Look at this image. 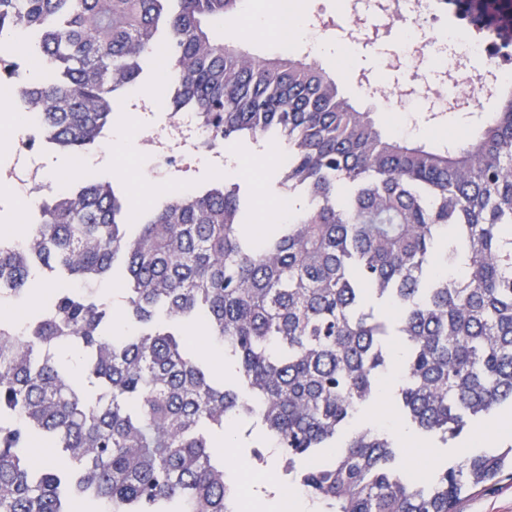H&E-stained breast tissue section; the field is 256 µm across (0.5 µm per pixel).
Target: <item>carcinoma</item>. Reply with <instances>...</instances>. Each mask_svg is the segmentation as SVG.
Returning <instances> with one entry per match:
<instances>
[{"mask_svg":"<svg viewBox=\"0 0 512 512\" xmlns=\"http://www.w3.org/2000/svg\"><path fill=\"white\" fill-rule=\"evenodd\" d=\"M242 0H0V81L69 155L103 133L157 49L178 107L226 144L279 137L280 196L262 234L241 181L177 193L131 217L108 181L73 180L17 246L0 240V512H241L212 448L230 422L261 428L284 479L318 512H458L508 469L512 447L421 480L398 444L349 421L401 348V417L443 441L512 404V97L447 147L377 127L329 72L213 35ZM120 277L123 320L95 283ZM79 281L80 288H60ZM200 323L224 353L185 339ZM84 361L71 382L57 357ZM34 438L69 467L33 466Z\"/></svg>","mask_w":512,"mask_h":512,"instance_id":"obj_1","label":"carcinoma"}]
</instances>
